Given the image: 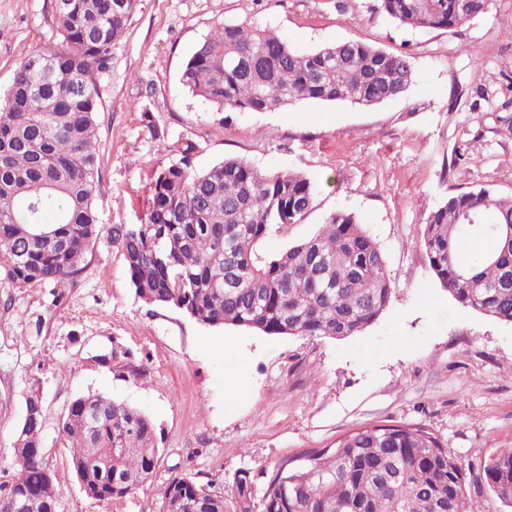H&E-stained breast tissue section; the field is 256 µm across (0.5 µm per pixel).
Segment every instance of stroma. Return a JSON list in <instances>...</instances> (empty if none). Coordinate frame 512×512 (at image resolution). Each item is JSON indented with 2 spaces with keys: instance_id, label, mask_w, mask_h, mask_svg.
Wrapping results in <instances>:
<instances>
[{
  "instance_id": "stroma-1",
  "label": "stroma",
  "mask_w": 512,
  "mask_h": 512,
  "mask_svg": "<svg viewBox=\"0 0 512 512\" xmlns=\"http://www.w3.org/2000/svg\"><path fill=\"white\" fill-rule=\"evenodd\" d=\"M224 23L273 27L302 51L346 40L406 50L416 81L406 97L371 108L220 111L192 96L180 75ZM61 44L54 0H0V92L28 54ZM100 96L95 206L103 225L139 223L150 174L171 160L163 143L180 138L196 145L198 171L234 157L265 174L307 177L311 211L262 251L287 249L334 211L353 213L385 255L392 300L352 340L206 327L138 299L121 249L101 238L71 281L0 288V482L16 472L11 446L35 392L56 512H162L174 473L219 487L239 468L326 448L376 424L426 425L468 470L512 448V325L455 303L421 247L428 214L448 194L483 186L512 196V139L494 124L512 102V0L452 32L401 26L378 0H140L112 47ZM111 351L116 374L97 361ZM140 368L144 376L130 378ZM87 392L155 421L158 464L130 495L87 497L57 438L70 402Z\"/></svg>"
}]
</instances>
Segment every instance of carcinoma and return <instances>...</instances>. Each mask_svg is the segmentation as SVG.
<instances>
[{
    "label": "carcinoma",
    "mask_w": 512,
    "mask_h": 512,
    "mask_svg": "<svg viewBox=\"0 0 512 512\" xmlns=\"http://www.w3.org/2000/svg\"><path fill=\"white\" fill-rule=\"evenodd\" d=\"M140 0H55L63 48L36 50L0 95V288L63 283L79 271L90 244L107 233L122 251L135 295L176 307L198 323L243 327L266 336L353 339L386 311L392 284L382 249L358 218L329 214L312 236L273 255L259 245L311 211L314 188L303 175L259 172L229 158L193 168L196 145L164 143L173 159L152 174L138 224L99 223L94 201L98 78L109 71ZM380 0L401 26L450 32L491 11L494 0ZM54 60L50 84L32 69ZM416 79L410 54L359 41L309 52L256 26L219 24L193 51L181 84L219 110L267 112L306 102L364 107L406 96ZM512 196L480 187L449 194L423 225L428 265L463 307L512 324ZM494 239L475 259L463 238ZM100 417L90 431L88 409ZM42 403L33 394L13 443L22 449L11 481L0 484V512L15 495L29 512L56 506L54 481L34 449L44 445ZM73 468L90 455L112 461V479L89 471L90 498L136 490L153 473L159 448L146 412L101 393L74 398L57 424ZM460 459L430 429L390 423L359 429L328 448L285 457L270 468L238 470L232 484L171 476L167 512H477L467 501ZM512 510V448L472 473Z\"/></svg>",
    "instance_id": "cac0c4a2"
}]
</instances>
